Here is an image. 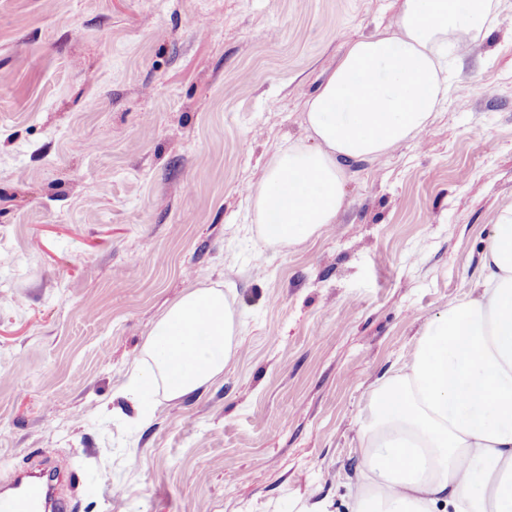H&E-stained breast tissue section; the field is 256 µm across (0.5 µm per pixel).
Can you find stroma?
<instances>
[{"label": "stroma", "instance_id": "35a3bbf8", "mask_svg": "<svg viewBox=\"0 0 512 512\" xmlns=\"http://www.w3.org/2000/svg\"><path fill=\"white\" fill-rule=\"evenodd\" d=\"M399 6L0 0V484L63 457L74 512H351L373 392L512 213V0L449 62L425 133L342 163L335 223L265 243L246 190ZM196 288L234 316L223 373L123 394Z\"/></svg>", "mask_w": 512, "mask_h": 512}]
</instances>
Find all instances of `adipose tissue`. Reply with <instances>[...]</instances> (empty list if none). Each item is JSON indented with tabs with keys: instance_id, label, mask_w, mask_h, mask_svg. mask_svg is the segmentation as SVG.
<instances>
[{
	"instance_id": "1",
	"label": "adipose tissue",
	"mask_w": 512,
	"mask_h": 512,
	"mask_svg": "<svg viewBox=\"0 0 512 512\" xmlns=\"http://www.w3.org/2000/svg\"><path fill=\"white\" fill-rule=\"evenodd\" d=\"M496 0H401L393 26L353 41L306 101L312 146L277 152L250 198L267 239L294 245L335 223L340 161L373 160L425 132L448 99L444 61ZM235 323L222 291L184 295L155 325L129 388L170 398L221 374ZM353 512H512V219L493 227L483 278L430 319L412 359L376 390L362 427Z\"/></svg>"
}]
</instances>
